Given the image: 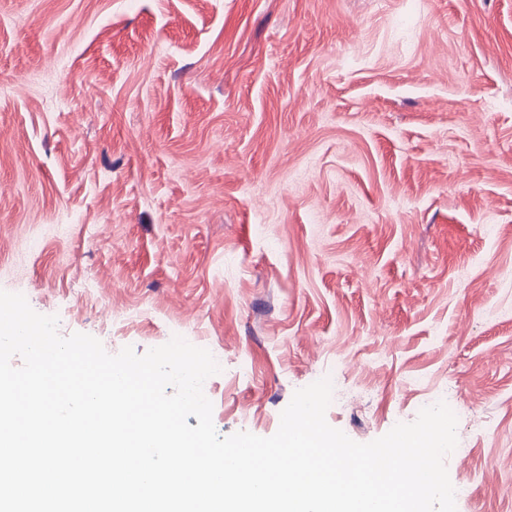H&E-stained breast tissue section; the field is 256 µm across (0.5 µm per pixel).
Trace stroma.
<instances>
[{"instance_id":"obj_1","label":"stroma","mask_w":512,"mask_h":512,"mask_svg":"<svg viewBox=\"0 0 512 512\" xmlns=\"http://www.w3.org/2000/svg\"><path fill=\"white\" fill-rule=\"evenodd\" d=\"M0 290L207 349L223 436L444 391L457 512H512V0H0Z\"/></svg>"}]
</instances>
